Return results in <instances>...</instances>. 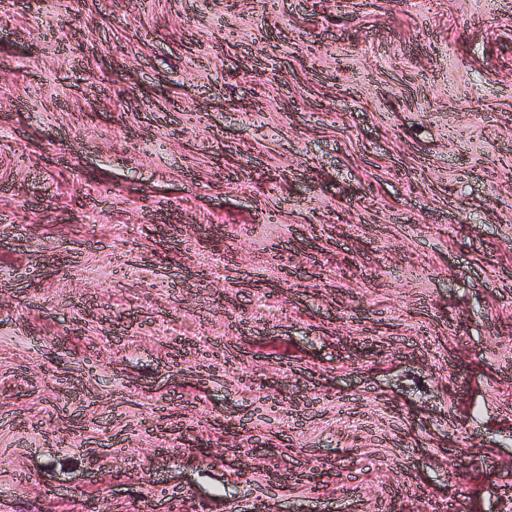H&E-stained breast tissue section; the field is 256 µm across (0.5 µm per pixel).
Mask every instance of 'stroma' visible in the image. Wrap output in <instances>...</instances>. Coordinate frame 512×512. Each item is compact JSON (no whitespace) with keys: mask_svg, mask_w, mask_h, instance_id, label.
<instances>
[{"mask_svg":"<svg viewBox=\"0 0 512 512\" xmlns=\"http://www.w3.org/2000/svg\"><path fill=\"white\" fill-rule=\"evenodd\" d=\"M512 0H0V512H500Z\"/></svg>","mask_w":512,"mask_h":512,"instance_id":"35a3bbf8","label":"stroma"}]
</instances>
